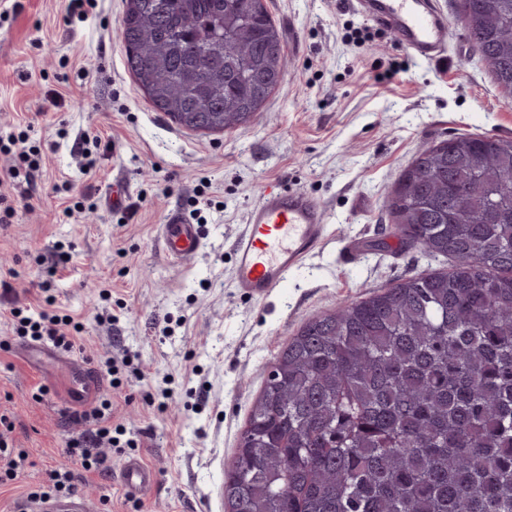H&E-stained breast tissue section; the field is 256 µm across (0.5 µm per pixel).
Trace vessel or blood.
Returning <instances> with one entry per match:
<instances>
[{
    "instance_id": "vessel-or-blood-1",
    "label": "vessel or blood",
    "mask_w": 512,
    "mask_h": 512,
    "mask_svg": "<svg viewBox=\"0 0 512 512\" xmlns=\"http://www.w3.org/2000/svg\"><path fill=\"white\" fill-rule=\"evenodd\" d=\"M367 16L391 30L401 46L416 59L443 54L450 38L448 20L435 0H358ZM327 211L320 201L297 190L264 192L246 213L244 228L235 241L233 284L240 292L261 300L281 288L294 270L325 239ZM166 253L182 260L201 247L197 225L179 212L169 213L161 227ZM120 486L138 494L155 484L153 470L142 460L125 461L118 474ZM17 512H88L82 499L46 501Z\"/></svg>"
}]
</instances>
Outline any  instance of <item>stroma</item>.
Segmentation results:
<instances>
[{
  "label": "stroma",
  "mask_w": 512,
  "mask_h": 512,
  "mask_svg": "<svg viewBox=\"0 0 512 512\" xmlns=\"http://www.w3.org/2000/svg\"><path fill=\"white\" fill-rule=\"evenodd\" d=\"M285 82L242 128L203 133L155 111L124 63L123 0L71 12L69 0H0V129L40 149L30 198L0 224V415L31 464L0 487L15 512L48 470L67 465L77 367L120 361L112 422L135 442L104 472L78 471L92 512H224V464L275 357L307 320L339 302L447 267L403 244L388 199L417 152L454 135L512 137L498 93L458 21L440 58H412L351 0H266ZM400 64L385 78L391 64ZM99 138L94 159L79 152ZM129 189L123 207L112 186ZM271 185L300 189L328 213V233L286 287L255 301L233 286V244ZM84 211L68 219L67 205ZM196 224L200 252L170 260L158 235L171 211ZM67 264L54 266L57 254ZM53 298L81 322L74 349L33 358L8 311ZM156 473L131 497L124 458Z\"/></svg>",
  "instance_id": "35a3bbf8"
}]
</instances>
